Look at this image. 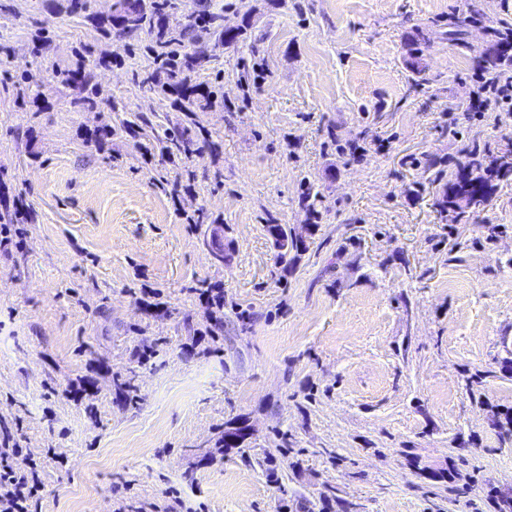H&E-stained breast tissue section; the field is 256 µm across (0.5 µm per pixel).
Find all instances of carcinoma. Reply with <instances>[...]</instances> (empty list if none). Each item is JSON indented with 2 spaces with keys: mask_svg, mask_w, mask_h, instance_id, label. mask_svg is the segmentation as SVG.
<instances>
[{
  "mask_svg": "<svg viewBox=\"0 0 512 512\" xmlns=\"http://www.w3.org/2000/svg\"><path fill=\"white\" fill-rule=\"evenodd\" d=\"M71 7L73 12L98 21L100 31L106 35L133 37L146 33L151 36L155 62L166 74V82L160 85V90L177 96L185 112L191 111V106L196 104L191 78L193 73L210 61L209 40L214 38L224 45L246 40V30L230 31L224 28L218 15L211 16L210 23L200 35L194 33L193 28L197 27V23L192 21L190 15L184 26L173 28L168 21L171 4L166 0H127L123 8L125 21L121 23L113 15L98 17L94 11V0H71ZM509 60L512 61V55L502 43L487 47L478 57L479 65L490 72L498 71ZM55 76L62 85L78 89L79 96L72 100L74 106L93 108L97 105L98 91L91 70L81 66L57 71ZM160 143L162 152L168 155L178 152L187 156L192 153V142L184 132L176 134L166 131L160 137ZM507 172H512V149L489 159L477 147H469L462 151L455 172L448 180V187L436 205L441 211H451L460 219L487 204L495 181Z\"/></svg>",
  "mask_w": 512,
  "mask_h": 512,
  "instance_id": "1",
  "label": "carcinoma"
}]
</instances>
